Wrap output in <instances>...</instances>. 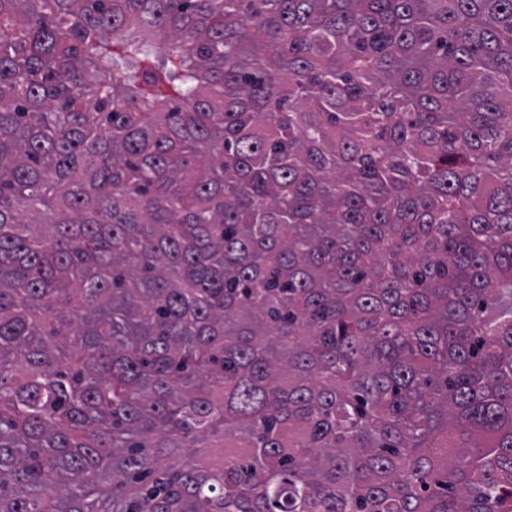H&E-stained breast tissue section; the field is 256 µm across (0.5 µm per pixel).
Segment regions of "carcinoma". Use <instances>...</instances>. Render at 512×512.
<instances>
[{"instance_id":"carcinoma-1","label":"carcinoma","mask_w":512,"mask_h":512,"mask_svg":"<svg viewBox=\"0 0 512 512\" xmlns=\"http://www.w3.org/2000/svg\"><path fill=\"white\" fill-rule=\"evenodd\" d=\"M0 512H512V0H0Z\"/></svg>"}]
</instances>
